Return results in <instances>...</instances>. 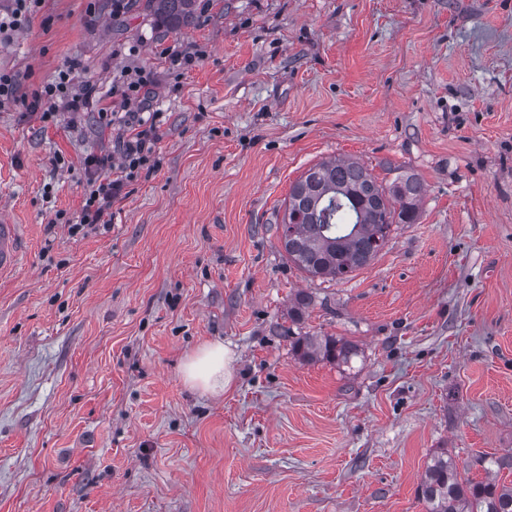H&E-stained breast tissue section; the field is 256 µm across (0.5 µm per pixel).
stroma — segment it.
I'll return each mask as SVG.
<instances>
[{"label": "stroma", "mask_w": 512, "mask_h": 512, "mask_svg": "<svg viewBox=\"0 0 512 512\" xmlns=\"http://www.w3.org/2000/svg\"><path fill=\"white\" fill-rule=\"evenodd\" d=\"M199 2L170 31L147 0H44L0 39V212L25 236L0 279V512H427L442 450L512 486V0ZM71 62L92 102L42 122L21 97ZM136 67L159 167L71 235ZM333 158L424 192L369 265L313 280L278 226ZM300 336L357 354L306 362ZM212 340L220 396L181 375ZM231 351L224 342H206L189 353L182 364L184 383L203 394H220L233 386Z\"/></svg>", "instance_id": "1"}]
</instances>
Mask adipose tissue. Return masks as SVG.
I'll return each mask as SVG.
<instances>
[{
    "mask_svg": "<svg viewBox=\"0 0 512 512\" xmlns=\"http://www.w3.org/2000/svg\"><path fill=\"white\" fill-rule=\"evenodd\" d=\"M231 351L222 342H206L189 353L182 364L184 383L204 394H220L233 386Z\"/></svg>",
    "mask_w": 512,
    "mask_h": 512,
    "instance_id": "adipose-tissue-1",
    "label": "adipose tissue"
}]
</instances>
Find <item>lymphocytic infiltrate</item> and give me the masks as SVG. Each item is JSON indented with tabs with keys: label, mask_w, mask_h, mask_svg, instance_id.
<instances>
[{
	"label": "lymphocytic infiltrate",
	"mask_w": 512,
	"mask_h": 512,
	"mask_svg": "<svg viewBox=\"0 0 512 512\" xmlns=\"http://www.w3.org/2000/svg\"><path fill=\"white\" fill-rule=\"evenodd\" d=\"M153 85V73L137 68L126 72L113 87V94L126 101L138 99L140 107L112 115L113 122L121 129L115 143L118 164H111L108 157L101 155L86 157L85 197L78 220L70 227L71 234H79L88 227L110 229L114 218L112 208L122 199L126 186L141 170L157 168L155 145L159 140L160 115L150 109ZM87 100V93L75 92L73 70L68 67L34 92L29 110L46 122L58 111H79Z\"/></svg>",
	"instance_id": "1"
}]
</instances>
